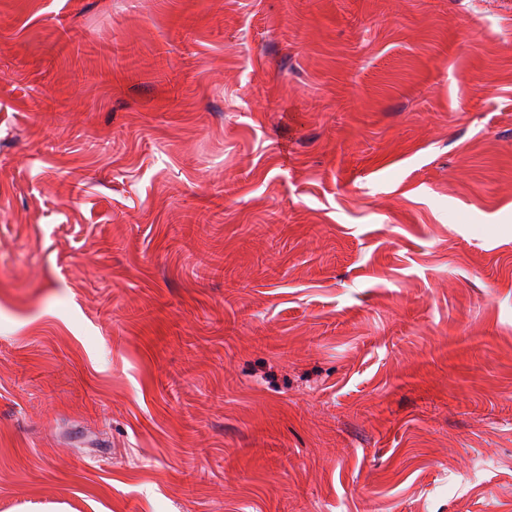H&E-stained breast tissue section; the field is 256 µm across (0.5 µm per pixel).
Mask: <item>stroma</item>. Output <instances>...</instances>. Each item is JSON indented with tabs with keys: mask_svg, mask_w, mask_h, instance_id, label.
Segmentation results:
<instances>
[{
	"mask_svg": "<svg viewBox=\"0 0 512 512\" xmlns=\"http://www.w3.org/2000/svg\"><path fill=\"white\" fill-rule=\"evenodd\" d=\"M0 512H512V0H0Z\"/></svg>",
	"mask_w": 512,
	"mask_h": 512,
	"instance_id": "1",
	"label": "stroma"
}]
</instances>
